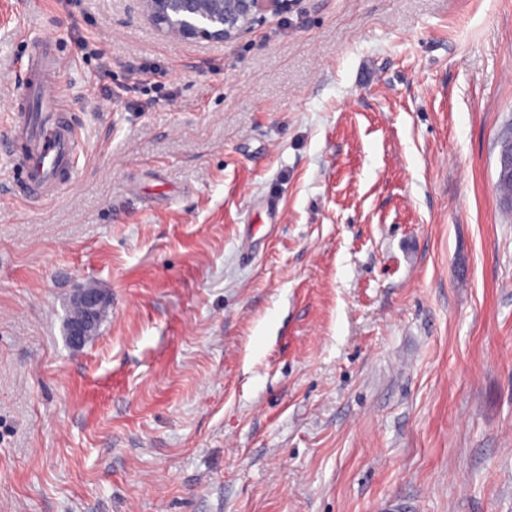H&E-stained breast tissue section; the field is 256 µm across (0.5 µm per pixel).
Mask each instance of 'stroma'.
I'll list each match as a JSON object with an SVG mask.
<instances>
[{"instance_id":"obj_1","label":"stroma","mask_w":512,"mask_h":512,"mask_svg":"<svg viewBox=\"0 0 512 512\" xmlns=\"http://www.w3.org/2000/svg\"><path fill=\"white\" fill-rule=\"evenodd\" d=\"M34 35L80 173L32 204L0 149V512H512V0H294L223 45L0 0V146ZM87 287L96 289L91 290L88 288H80L73 298L75 305H77L83 312L82 318L78 321L71 322L78 319L81 316V312L79 309L75 308L72 303L68 310L66 329L68 323H71L68 325L67 338L70 345L75 348H80L85 344L91 330L96 325L98 314L100 320L101 316H104L109 308H107L109 304L105 305L106 303H109V298L103 290L92 285H88Z\"/></svg>"}]
</instances>
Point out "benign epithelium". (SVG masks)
Segmentation results:
<instances>
[{"label": "benign epithelium", "instance_id": "benign-epithelium-1", "mask_svg": "<svg viewBox=\"0 0 512 512\" xmlns=\"http://www.w3.org/2000/svg\"><path fill=\"white\" fill-rule=\"evenodd\" d=\"M146 18L162 33L183 41L227 43L239 38L259 20L262 0H137ZM73 302L83 312L68 325L71 346L82 347L96 325L100 309L109 302L96 288H81Z\"/></svg>", "mask_w": 512, "mask_h": 512}]
</instances>
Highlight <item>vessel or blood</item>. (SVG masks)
<instances>
[{"label": "vessel or blood", "instance_id": "b4317fda", "mask_svg": "<svg viewBox=\"0 0 512 512\" xmlns=\"http://www.w3.org/2000/svg\"><path fill=\"white\" fill-rule=\"evenodd\" d=\"M36 47L11 126L10 156L14 183L45 202L79 174L80 127L75 115L60 112L64 75L52 45L40 40Z\"/></svg>", "mask_w": 512, "mask_h": 512}]
</instances>
